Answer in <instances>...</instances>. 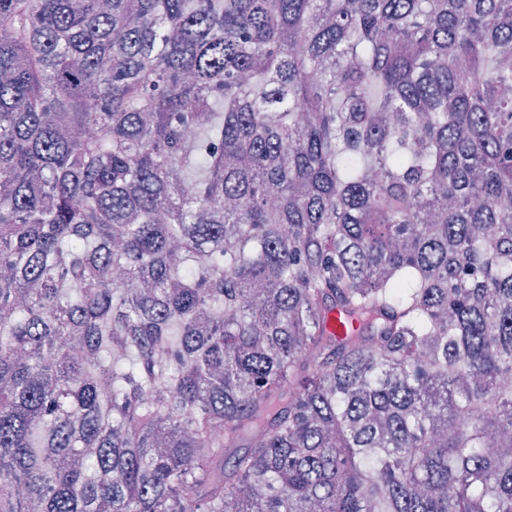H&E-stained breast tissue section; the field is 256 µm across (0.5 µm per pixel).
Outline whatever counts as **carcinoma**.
<instances>
[{
    "label": "carcinoma",
    "instance_id": "cac0c4a2",
    "mask_svg": "<svg viewBox=\"0 0 512 512\" xmlns=\"http://www.w3.org/2000/svg\"><path fill=\"white\" fill-rule=\"evenodd\" d=\"M0 27V512H512V0Z\"/></svg>",
    "mask_w": 512,
    "mask_h": 512
}]
</instances>
